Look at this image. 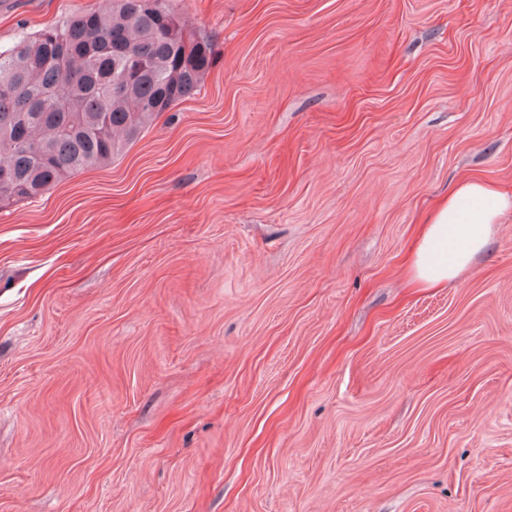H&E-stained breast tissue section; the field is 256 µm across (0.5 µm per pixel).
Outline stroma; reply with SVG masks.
I'll return each instance as SVG.
<instances>
[{"label": "stroma", "mask_w": 512, "mask_h": 512, "mask_svg": "<svg viewBox=\"0 0 512 512\" xmlns=\"http://www.w3.org/2000/svg\"><path fill=\"white\" fill-rule=\"evenodd\" d=\"M98 0H0V47ZM200 93L0 207V512H512V0H175ZM512 211V195L475 177L460 179L431 213L407 270L416 288L448 285L490 243L494 224Z\"/></svg>", "instance_id": "stroma-1"}]
</instances>
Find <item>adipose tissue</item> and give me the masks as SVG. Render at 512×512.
Listing matches in <instances>:
<instances>
[{
  "mask_svg": "<svg viewBox=\"0 0 512 512\" xmlns=\"http://www.w3.org/2000/svg\"><path fill=\"white\" fill-rule=\"evenodd\" d=\"M512 211V195L475 177L460 179L429 216L407 270L418 288H438L469 268Z\"/></svg>",
  "mask_w": 512,
  "mask_h": 512,
  "instance_id": "ef3b65f1",
  "label": "adipose tissue"
}]
</instances>
